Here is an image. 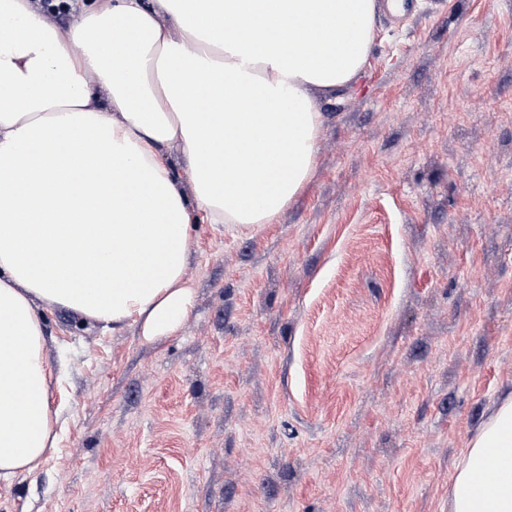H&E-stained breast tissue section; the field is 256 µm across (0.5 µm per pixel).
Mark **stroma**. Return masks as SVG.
I'll use <instances>...</instances> for the list:
<instances>
[{
    "instance_id": "stroma-1",
    "label": "stroma",
    "mask_w": 512,
    "mask_h": 512,
    "mask_svg": "<svg viewBox=\"0 0 512 512\" xmlns=\"http://www.w3.org/2000/svg\"><path fill=\"white\" fill-rule=\"evenodd\" d=\"M271 224H197L153 342L41 304L59 445L0 512H448L512 389V0H414Z\"/></svg>"
}]
</instances>
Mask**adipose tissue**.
<instances>
[{
  "instance_id": "1",
  "label": "adipose tissue",
  "mask_w": 512,
  "mask_h": 512,
  "mask_svg": "<svg viewBox=\"0 0 512 512\" xmlns=\"http://www.w3.org/2000/svg\"><path fill=\"white\" fill-rule=\"evenodd\" d=\"M377 7L88 0L63 31L36 0H0V482L57 446L39 303L148 341L176 332L193 224H270L294 202L319 101L363 68ZM448 512H512V392L456 463Z\"/></svg>"
}]
</instances>
